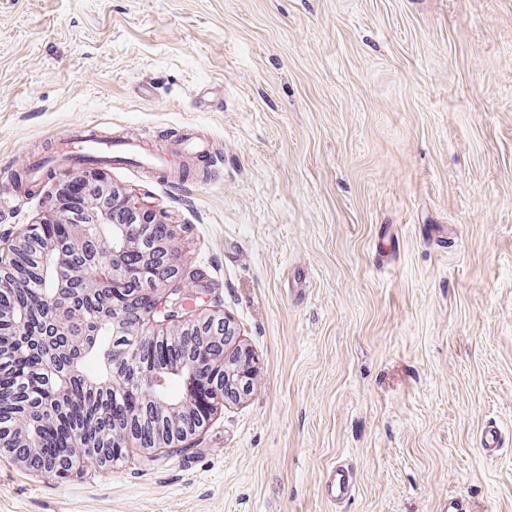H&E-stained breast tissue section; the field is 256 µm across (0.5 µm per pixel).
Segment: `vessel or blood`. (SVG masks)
I'll use <instances>...</instances> for the list:
<instances>
[{
  "instance_id": "vessel-or-blood-1",
  "label": "vessel or blood",
  "mask_w": 512,
  "mask_h": 512,
  "mask_svg": "<svg viewBox=\"0 0 512 512\" xmlns=\"http://www.w3.org/2000/svg\"><path fill=\"white\" fill-rule=\"evenodd\" d=\"M54 160L61 164L88 162H126L146 168L161 169L168 165V154L154 151L145 142L136 139H115L101 132L78 128L58 142ZM354 482L351 471L342 465L329 469L324 483V494L331 502L349 500Z\"/></svg>"
}]
</instances>
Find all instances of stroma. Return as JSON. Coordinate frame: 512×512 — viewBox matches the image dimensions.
I'll return each instance as SVG.
<instances>
[{"label": "stroma", "instance_id": "stroma-1", "mask_svg": "<svg viewBox=\"0 0 512 512\" xmlns=\"http://www.w3.org/2000/svg\"><path fill=\"white\" fill-rule=\"evenodd\" d=\"M79 126L210 142L105 173L176 225L254 388L178 452L0 455V512H512L480 445L512 439V0H0V233ZM353 489V476L347 467L342 465L330 467L324 483V494L329 501L336 503L349 500Z\"/></svg>", "mask_w": 512, "mask_h": 512}]
</instances>
